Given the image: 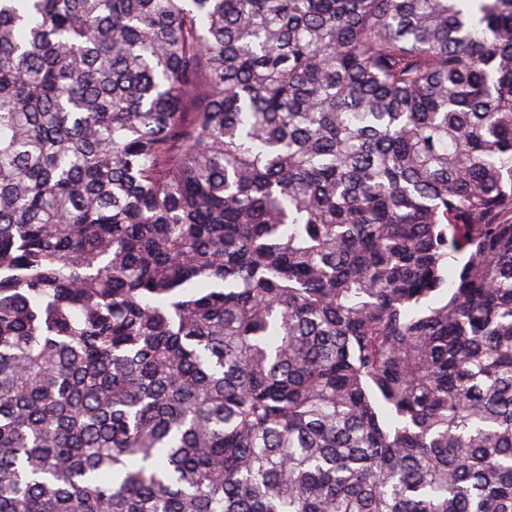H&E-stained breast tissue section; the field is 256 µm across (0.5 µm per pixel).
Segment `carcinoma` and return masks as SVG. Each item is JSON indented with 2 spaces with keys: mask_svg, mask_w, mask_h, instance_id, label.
<instances>
[{
  "mask_svg": "<svg viewBox=\"0 0 512 512\" xmlns=\"http://www.w3.org/2000/svg\"><path fill=\"white\" fill-rule=\"evenodd\" d=\"M0 512H512V0H0Z\"/></svg>",
  "mask_w": 512,
  "mask_h": 512,
  "instance_id": "obj_1",
  "label": "carcinoma"
}]
</instances>
